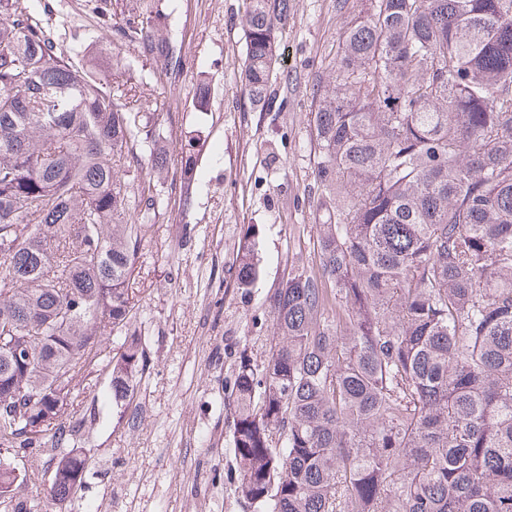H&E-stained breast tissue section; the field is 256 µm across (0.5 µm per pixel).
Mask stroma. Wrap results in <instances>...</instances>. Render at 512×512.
Instances as JSON below:
<instances>
[{
  "mask_svg": "<svg viewBox=\"0 0 512 512\" xmlns=\"http://www.w3.org/2000/svg\"><path fill=\"white\" fill-rule=\"evenodd\" d=\"M277 31L278 65L266 103L253 107L240 80L246 46L243 0H29L50 16L53 37L76 66L121 76L125 102L152 113L173 153L194 147L196 177L179 165L165 179L121 169L149 212L155 242L139 259L137 326L151 360L133 401L113 403L107 372L84 390L83 452L76 494L55 512H248L238 495L224 385L241 349L266 357L267 297L300 268L318 265L315 226L323 189L311 112L336 51L364 0H289ZM170 40L176 71L153 69L129 27ZM210 88L195 107L196 79ZM259 274L235 287L246 228Z\"/></svg>",
  "mask_w": 512,
  "mask_h": 512,
  "instance_id": "1",
  "label": "stroma"
}]
</instances>
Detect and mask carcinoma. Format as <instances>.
Returning <instances> with one entry per match:
<instances>
[{
	"mask_svg": "<svg viewBox=\"0 0 512 512\" xmlns=\"http://www.w3.org/2000/svg\"><path fill=\"white\" fill-rule=\"evenodd\" d=\"M241 82L264 105L288 0H247ZM163 70L164 38H140ZM328 204L321 275L268 297L263 364L225 385L238 492L261 512H512V0H368L312 112ZM145 112L74 65L27 0H0V448L61 467L45 500L0 459V505L48 512L85 473L80 384L149 369L134 309L149 224H125ZM259 273L252 245L236 286ZM121 340L112 345V332Z\"/></svg>",
	"mask_w": 512,
	"mask_h": 512,
	"instance_id": "1",
	"label": "carcinoma"
}]
</instances>
